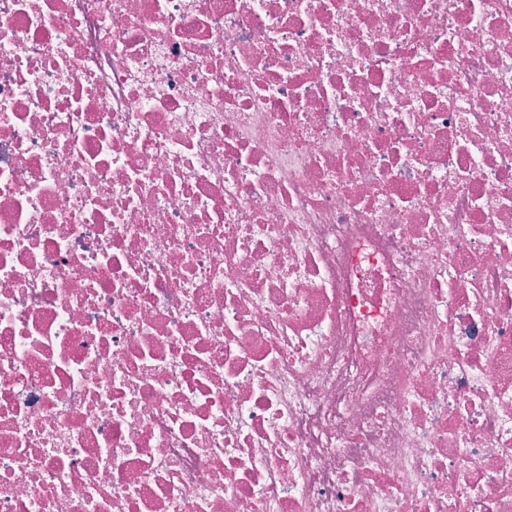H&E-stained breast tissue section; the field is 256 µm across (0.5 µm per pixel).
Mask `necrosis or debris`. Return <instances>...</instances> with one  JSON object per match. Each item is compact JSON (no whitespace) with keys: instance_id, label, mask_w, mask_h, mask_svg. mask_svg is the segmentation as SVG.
<instances>
[{"instance_id":"4bbe7bcc","label":"necrosis or debris","mask_w":512,"mask_h":512,"mask_svg":"<svg viewBox=\"0 0 512 512\" xmlns=\"http://www.w3.org/2000/svg\"><path fill=\"white\" fill-rule=\"evenodd\" d=\"M0 512H512V0H0Z\"/></svg>"}]
</instances>
